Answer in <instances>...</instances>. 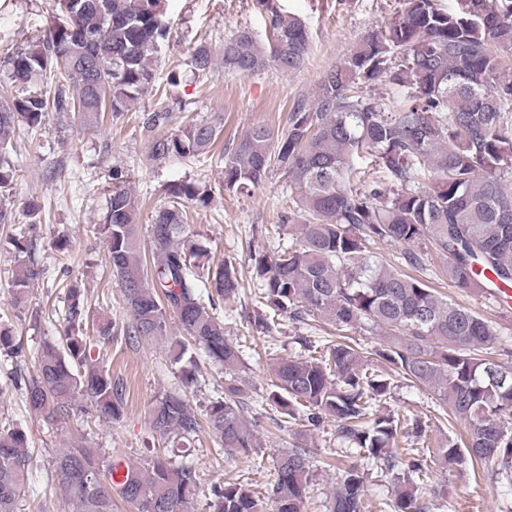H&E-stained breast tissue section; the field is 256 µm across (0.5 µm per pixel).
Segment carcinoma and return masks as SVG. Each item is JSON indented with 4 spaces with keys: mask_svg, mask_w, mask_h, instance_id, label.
I'll use <instances>...</instances> for the list:
<instances>
[{
    "mask_svg": "<svg viewBox=\"0 0 512 512\" xmlns=\"http://www.w3.org/2000/svg\"><path fill=\"white\" fill-rule=\"evenodd\" d=\"M54 22L43 35L8 58L11 78L26 86L0 101V225L36 223L40 209L30 201L17 210L6 192L14 180L10 159L17 130H37L51 114L84 130L117 117L153 87L159 53L168 37L164 0H54ZM270 35L260 41L240 30L217 51L207 42L190 52L197 78L248 75L267 66L300 69L310 49L306 25L271 12ZM512 0H403L401 12L384 29L363 37L354 50L326 71L310 102L300 100L277 133L251 127L224 152V189L251 194L269 171L289 182L282 225L295 242L255 258L258 302L265 311L255 324L270 329L286 318L305 324L323 317L329 336L300 337L306 355L278 358L266 405L309 430L335 423L345 453L371 460L395 477L394 512H431L419 496L428 475L427 444L419 420L374 412L391 393L393 376L437 396L444 415L468 426L464 447L451 440L436 448L442 467L466 462L489 466L491 479L512 489V364L477 356L495 344L498 331L475 310L461 305L416 274L436 253V280L470 292L481 287L484 270L496 287L512 288ZM388 80L402 92L392 109L364 93ZM169 120L160 107L142 127ZM222 132L212 121H191L152 136L155 162L207 154ZM168 201L154 211L150 254L141 250L140 202L112 171L104 237L112 275L121 289L127 322L118 329L99 317L98 341L168 338L167 317L177 319L184 340L171 343L173 361H187L183 382L197 383L201 349L230 375L224 396L206 411L217 444L240 454L257 447L244 417L248 393L235 374L239 345L224 336L222 304L239 293L230 261L213 264L186 224L183 204L209 205L211 194L182 180L167 188ZM429 246H424V243ZM400 246L397 263L374 255L371 246ZM44 269L20 261L11 274L15 303L24 301ZM88 297L67 288L64 336L46 342L33 371L19 372L12 386L22 391L32 414L49 425L86 402L104 418L123 409V392L112 374L91 359L84 336ZM378 329L385 342L371 349L352 344L345 330ZM0 352L23 356L22 343L0 326ZM150 424L161 437L195 436L198 416L185 396L169 393L155 401ZM406 439L408 447L399 444ZM28 436L18 426L0 428V512H20V492L30 464ZM316 456L298 443L277 454L274 479L261 496L226 482L211 488L210 512H302ZM336 485L328 512H364L365 469L336 460ZM53 477L64 495L63 512H114L118 503L136 512H188L199 485L190 464L155 458L145 469L127 467L115 484L103 473L93 449L71 442L53 458Z\"/></svg>",
    "mask_w": 512,
    "mask_h": 512,
    "instance_id": "carcinoma-1",
    "label": "carcinoma"
}]
</instances>
